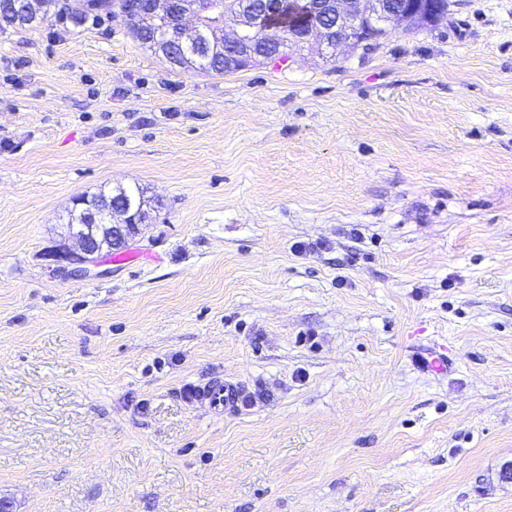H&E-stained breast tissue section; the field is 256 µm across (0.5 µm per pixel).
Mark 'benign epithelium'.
I'll list each match as a JSON object with an SVG mask.
<instances>
[{"mask_svg":"<svg viewBox=\"0 0 512 512\" xmlns=\"http://www.w3.org/2000/svg\"><path fill=\"white\" fill-rule=\"evenodd\" d=\"M107 5L112 19L129 22L139 17L160 33L154 51L174 68L179 63L172 54L176 44L222 50L224 69L242 70L307 46L331 53L340 47L365 49L394 28L436 27L445 19L431 0H318L317 13L334 23L316 21L291 33L270 19L267 3L260 12L248 3L230 7L228 0H107ZM77 204L81 210L69 224L74 245L61 249L55 273L97 278L105 274L100 262L105 244H128L143 213L133 204L107 207L85 197Z\"/></svg>","mask_w":512,"mask_h":512,"instance_id":"1","label":"benign epithelium"}]
</instances>
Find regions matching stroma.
<instances>
[{
  "instance_id": "35a3bbf8",
  "label": "stroma",
  "mask_w": 512,
  "mask_h": 512,
  "mask_svg": "<svg viewBox=\"0 0 512 512\" xmlns=\"http://www.w3.org/2000/svg\"><path fill=\"white\" fill-rule=\"evenodd\" d=\"M118 184L127 261L53 276ZM214 381L234 409L192 398ZM510 462L512 0L223 76L104 15L0 31L14 512H512ZM413 362L424 371L446 372L452 365V359L448 357V350L444 347L429 348L425 352H415L412 356Z\"/></svg>"
}]
</instances>
